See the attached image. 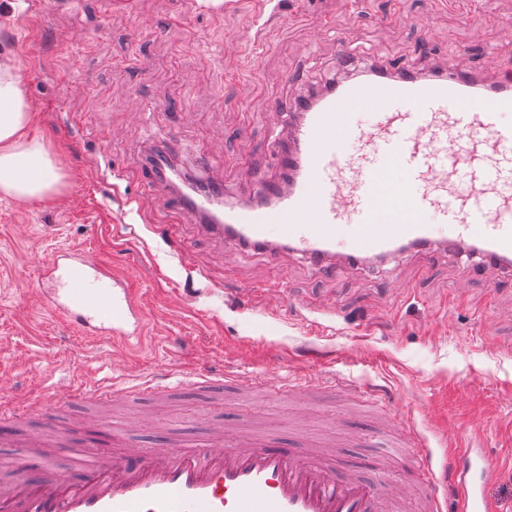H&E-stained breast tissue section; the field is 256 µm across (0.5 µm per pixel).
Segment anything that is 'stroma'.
<instances>
[{"label": "stroma", "instance_id": "obj_1", "mask_svg": "<svg viewBox=\"0 0 512 512\" xmlns=\"http://www.w3.org/2000/svg\"><path fill=\"white\" fill-rule=\"evenodd\" d=\"M475 9L468 20L457 0H5L0 50L35 108L26 134L58 157L63 179L50 198L0 196V406L178 380L182 391L154 404L157 425L140 441L195 442L222 418L299 444L371 428L380 397L431 447L481 444L502 471L488 493L512 512V277L448 257L332 274L294 255L246 253L143 179L164 151L187 176L222 181L228 201L252 198L248 172L271 168L280 111L332 75L339 49L410 70L512 64V0ZM170 225L179 243L163 234ZM70 248L138 288L148 313L140 347L87 340L41 308V265ZM228 367L265 381L203 397L195 377ZM332 376L363 396L317 393L315 419L296 422L288 384ZM127 418L119 405L78 402L64 423L37 418L22 435L119 448Z\"/></svg>", "mask_w": 512, "mask_h": 512}]
</instances>
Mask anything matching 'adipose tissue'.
<instances>
[{"mask_svg":"<svg viewBox=\"0 0 512 512\" xmlns=\"http://www.w3.org/2000/svg\"><path fill=\"white\" fill-rule=\"evenodd\" d=\"M33 106L12 57H0V194L44 199L58 191L62 170L46 146L26 137Z\"/></svg>","mask_w":512,"mask_h":512,"instance_id":"1","label":"adipose tissue"}]
</instances>
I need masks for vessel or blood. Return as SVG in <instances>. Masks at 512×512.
Masks as SVG:
<instances>
[{
    "label": "vessel or blood",
    "mask_w": 512,
    "mask_h": 512,
    "mask_svg": "<svg viewBox=\"0 0 512 512\" xmlns=\"http://www.w3.org/2000/svg\"><path fill=\"white\" fill-rule=\"evenodd\" d=\"M287 142L276 167L289 181L257 175L259 193L217 213L214 232L247 250L300 255L333 272L371 268L408 254L478 260L512 273V67L486 76L438 66L419 77L390 64L303 101L286 114ZM41 306L84 338L138 345L147 316L127 277L76 249L52 255L38 279ZM233 371L207 377L220 393L253 387ZM171 385L98 389L106 402L137 407ZM159 448H77V477L64 476L55 450L27 443L0 483V512H403L422 488L419 512H498L487 487L498 473L480 448H432L402 417L391 428L353 432L382 463L414 459L418 482L367 480L336 453L231 437Z\"/></svg>",
    "instance_id": "vessel-or-blood-1"
}]
</instances>
